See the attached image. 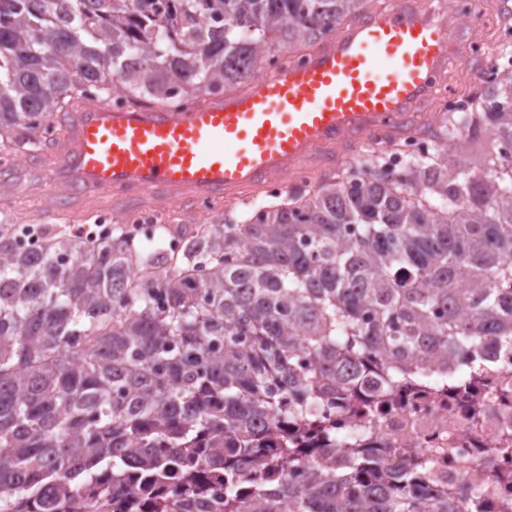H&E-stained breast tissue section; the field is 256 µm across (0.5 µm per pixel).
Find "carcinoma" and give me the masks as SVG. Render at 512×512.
Here are the masks:
<instances>
[{
    "label": "carcinoma",
    "instance_id": "cac0c4a2",
    "mask_svg": "<svg viewBox=\"0 0 512 512\" xmlns=\"http://www.w3.org/2000/svg\"><path fill=\"white\" fill-rule=\"evenodd\" d=\"M367 0H0V168L80 100L183 108L311 44ZM418 129L465 161L373 147L308 192L216 215L182 248L44 237L0 220V512H480L429 458L393 473L320 402L512 340V61ZM474 288L463 292L460 282ZM304 468L303 482L287 468ZM214 484L224 497H211Z\"/></svg>",
    "mask_w": 512,
    "mask_h": 512
}]
</instances>
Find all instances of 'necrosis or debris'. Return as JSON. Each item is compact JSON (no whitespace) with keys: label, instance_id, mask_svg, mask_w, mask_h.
Here are the masks:
<instances>
[{"label":"necrosis or debris","instance_id":"1","mask_svg":"<svg viewBox=\"0 0 512 512\" xmlns=\"http://www.w3.org/2000/svg\"><path fill=\"white\" fill-rule=\"evenodd\" d=\"M462 364L466 376L437 393L379 383L357 401L328 398L322 407L336 423L329 447L377 449L392 470L427 455L437 490L480 483L482 512H512V491L498 482L512 476V347L492 340L448 366Z\"/></svg>","mask_w":512,"mask_h":512}]
</instances>
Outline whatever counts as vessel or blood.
Listing matches in <instances>:
<instances>
[{"label": "vessel or blood", "instance_id": "1", "mask_svg": "<svg viewBox=\"0 0 512 512\" xmlns=\"http://www.w3.org/2000/svg\"><path fill=\"white\" fill-rule=\"evenodd\" d=\"M454 43L450 24L391 0L232 96L182 109L79 103L59 122L54 181L78 201L249 202L284 175L332 167L369 136L421 127L416 106Z\"/></svg>", "mask_w": 512, "mask_h": 512}]
</instances>
